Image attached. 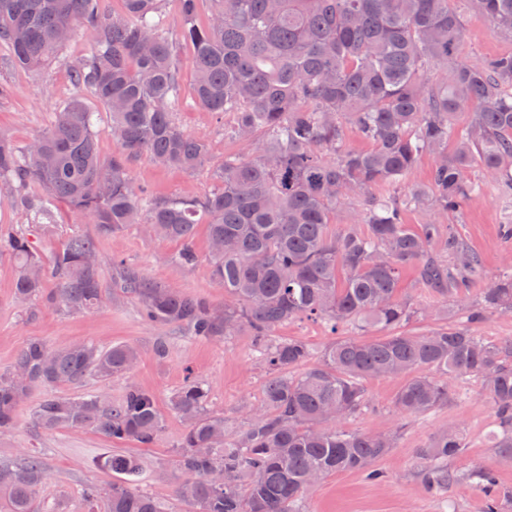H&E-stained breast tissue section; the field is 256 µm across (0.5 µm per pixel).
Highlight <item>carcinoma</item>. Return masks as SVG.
I'll return each instance as SVG.
<instances>
[{
    "label": "carcinoma",
    "mask_w": 512,
    "mask_h": 512,
    "mask_svg": "<svg viewBox=\"0 0 512 512\" xmlns=\"http://www.w3.org/2000/svg\"><path fill=\"white\" fill-rule=\"evenodd\" d=\"M104 0H0V44L33 70L52 63L70 34L81 29L91 53L73 68L76 88L111 117L119 144L99 150L94 113L79 97L60 105L45 131L25 146L0 133V203L25 213L31 227L0 234V253L16 262L14 300L40 298L69 312H87L107 297L97 239L133 224L181 242L171 261L198 262L196 226L207 225L210 264L230 303L222 308L119 267L112 294L134 297L143 317L180 324L189 334L225 340L248 329L268 374L263 399L245 427L228 430L208 411L210 389L190 378L170 399L184 424L175 466L184 479L174 497L185 512H303L307 491L324 477L359 472L381 478L373 464L392 448L393 433L350 431L344 421L365 401L366 378L409 375L395 398L398 413L417 417L448 402L452 384L484 383L499 419L498 447L512 458V343L489 344L464 327L442 326L417 336L397 328L418 312L401 296L402 272L413 266L421 285L443 301L484 278L481 258L453 229L411 225L406 212L431 207L459 214L482 190L473 169L512 186V53L475 64L465 50L464 14H484L493 32L512 38V0H210L211 18L198 21L200 0H179L182 41L191 45L196 104L231 117L224 134L254 142L257 154L224 156L213 171L217 187L203 195L154 196L130 166L140 156L194 171L210 145L173 122L180 106V63L163 0H123L109 14ZM467 117L459 127V116ZM369 143L345 145L346 127ZM424 156L425 186L396 187ZM350 205V220L336 209ZM59 205L95 225L73 233L45 260L32 228L53 223ZM444 241L447 256L432 254ZM58 287H45L46 265ZM512 314V274L481 292V307ZM299 317L325 320L332 332L347 325L383 336L342 337L317 362L298 339L275 331ZM139 351L129 344L101 349L76 342L53 347L29 341L10 370L0 373V434L36 387L80 385L130 373ZM45 432L89 428L120 443L156 445L163 417L155 395L136 385L117 401L105 395L44 396L32 411ZM466 448L450 427L420 449L428 461L425 490L436 494L455 476L442 463ZM97 464L112 473L85 487L89 506L105 512H163L138 489L139 457L108 449ZM473 477L482 512H503L512 491L494 470ZM50 479L30 451L0 462L3 512H34Z\"/></svg>",
    "instance_id": "obj_1"
}]
</instances>
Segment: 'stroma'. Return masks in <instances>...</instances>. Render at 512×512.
Here are the masks:
<instances>
[{
	"mask_svg": "<svg viewBox=\"0 0 512 512\" xmlns=\"http://www.w3.org/2000/svg\"><path fill=\"white\" fill-rule=\"evenodd\" d=\"M464 40L473 62L512 51V40L496 35L482 14L464 15ZM90 54V43L83 33H76L61 56L49 68L33 71L18 66L8 47H0V132L18 145H25L47 127L53 112L77 94L71 72ZM182 106L175 121L186 134L206 139L211 148L207 168L188 173L152 163L148 157L137 159L130 171L134 180L151 194H202L214 183L211 166L228 154L253 157L254 147L233 142L224 136V121L202 107L190 104L194 83L192 48L179 44ZM512 216V191L498 181L485 180L481 197L471 200L453 226L482 256L487 279L512 272V246L502 238V226ZM75 230L94 233V225L82 217L59 211L57 221L40 226L35 239L44 251L61 246ZM179 243L153 236L134 225L99 238L98 254L104 283H111L114 262L145 273L157 282L177 291L205 297L215 307H223L226 296L211 275L206 227H199L195 248L200 257L191 268L178 266L171 257ZM17 267L8 254L0 255V373L8 370L17 352L31 339L49 345L90 342L102 348L131 344L140 359L128 375L109 380L88 379L83 387H53V394L73 397L80 390L103 393L119 399L128 385L152 391L165 419V427L156 447L137 449L144 464L140 487L157 499L163 512H183L173 495L180 475L174 466L176 447L183 425L170 409L169 400L185 382L187 375L205 380L211 388L208 408L223 415L230 431L242 429L248 410L259 404L267 374L256 357L247 332L224 341L199 340L189 336L178 324L159 325L145 321L134 298H107L99 308L82 313H68L58 308L36 304L25 311L13 302ZM481 285L468 288L458 301L449 303L444 316L417 318L406 326L408 332L424 334L440 326L467 324L469 312L476 308ZM165 342L168 354L158 358L155 346ZM405 376L365 380L366 405L344 423L346 429L379 433L395 430V443L379 459L376 467L382 477L367 480L358 472L330 476L314 487L305 501L306 512H481L483 495L469 480L470 471L494 469L501 488L512 489V462L506 461L492 435L498 419L487 398L481 380L467 378L455 383L448 402L414 418L395 410V397L405 384ZM44 388L33 390L18 417L16 429L0 435V462L16 459L20 449L38 453L52 474L49 483L36 495L37 512H82V493L91 483L105 484L112 476L97 464L110 442L87 428H62L48 433L38 429L32 408L44 396ZM458 427L467 447L459 458L449 460L448 468L457 473L440 495H429L422 484L423 463L419 451L447 426Z\"/></svg>",
	"mask_w": 512,
	"mask_h": 512,
	"instance_id": "35a3bbf8",
	"label": "stroma"
}]
</instances>
